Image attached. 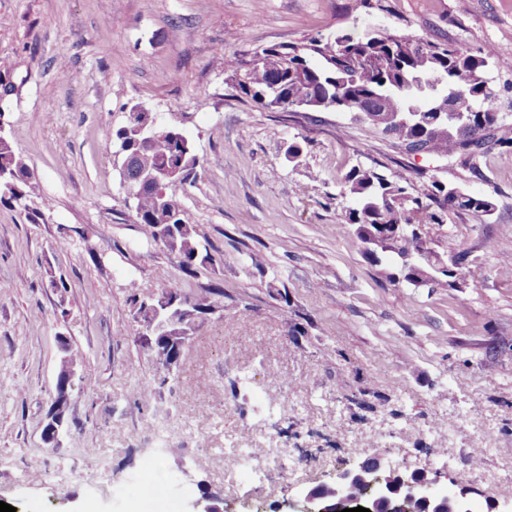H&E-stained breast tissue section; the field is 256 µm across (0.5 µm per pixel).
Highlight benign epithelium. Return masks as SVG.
<instances>
[{"label": "benign epithelium", "mask_w": 512, "mask_h": 512, "mask_svg": "<svg viewBox=\"0 0 512 512\" xmlns=\"http://www.w3.org/2000/svg\"><path fill=\"white\" fill-rule=\"evenodd\" d=\"M141 177L158 187L163 198L180 187L176 173L166 167L145 170ZM180 298L181 292L172 289L142 303L146 317L139 318V341L152 348L177 350L186 346L190 336L180 330L184 322ZM75 367L71 361L65 373L57 376L55 397L43 423L42 439L46 444H57L63 433ZM305 499L313 504L305 512H342L356 503L370 512H472L465 486L457 482L450 488L441 486L437 477L420 470H401L379 454L342 470L332 482L306 491Z\"/></svg>", "instance_id": "1"}]
</instances>
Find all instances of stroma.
<instances>
[{
    "label": "stroma",
    "mask_w": 512,
    "mask_h": 512,
    "mask_svg": "<svg viewBox=\"0 0 512 512\" xmlns=\"http://www.w3.org/2000/svg\"><path fill=\"white\" fill-rule=\"evenodd\" d=\"M383 2L0 0V82L12 88L0 123L36 176L27 209L0 203V501L165 512L113 490L159 430L174 512L205 488L223 512H306L302 489L379 452L463 481L478 506L512 499L496 479L512 467V149L467 165L408 156L348 112L309 120L241 101L217 57L376 28L512 59V0ZM137 104L179 126L201 160L178 197L213 261L191 279L126 205L112 133ZM355 166L406 177L415 196L423 169L491 198L489 215L452 210L424 227L443 262L465 252L460 287L408 282L397 260L366 255L343 221ZM131 279L142 298L224 289L223 318L194 333L162 385L136 340ZM63 340L77 372L52 446L41 431ZM272 443L292 460L278 479L227 473L225 448L261 457Z\"/></svg>",
    "instance_id": "1"
}]
</instances>
